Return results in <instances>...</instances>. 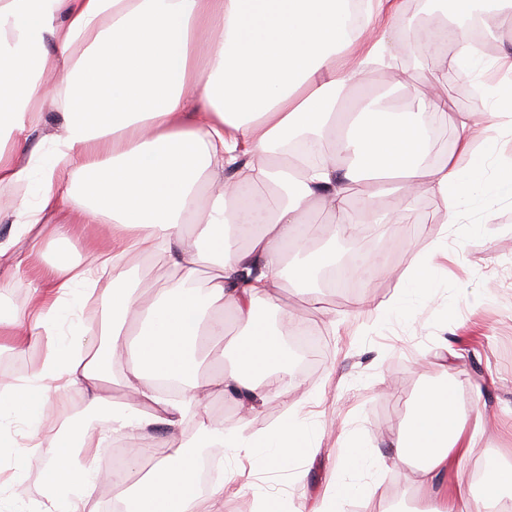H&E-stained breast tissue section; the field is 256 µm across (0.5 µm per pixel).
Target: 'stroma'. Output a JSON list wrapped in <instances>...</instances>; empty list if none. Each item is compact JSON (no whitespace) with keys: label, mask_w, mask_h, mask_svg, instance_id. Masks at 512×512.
I'll return each mask as SVG.
<instances>
[{"label":"stroma","mask_w":512,"mask_h":512,"mask_svg":"<svg viewBox=\"0 0 512 512\" xmlns=\"http://www.w3.org/2000/svg\"><path fill=\"white\" fill-rule=\"evenodd\" d=\"M406 13L409 24L402 37L413 46L423 0H406ZM435 64L413 46L397 66L415 79L396 89V96L410 100L437 94L428 79ZM441 207L428 189L416 193L402 224L403 263L388 277L366 284L372 304L393 302L389 316L356 314L348 297L336 292L313 301L297 288L280 289L281 301L324 338L314 371L290 370L284 397L247 416L224 394H210L197 418L182 426L179 438L191 439L197 420L226 426L243 417L249 433L260 434L292 408L314 435L320 454L301 480L292 477L301 459L289 469L271 471L261 453L216 449L228 477L224 512H256L263 499L279 512H314L327 488L344 484L354 488L346 512H407L410 503L424 504L425 496L397 461L391 443L420 391L446 381L467 413L482 416L477 444L460 463V473L469 477L483 467L512 462V199L498 201L489 221L477 210H464L462 223L475 227L464 238L443 222ZM437 241L448 254L435 261L433 299L409 311L399 300V277ZM122 266L146 296L169 277L167 263L137 252L126 253ZM357 445L368 456L353 467L348 458ZM52 454V448H42L41 460L27 464L19 449L0 450V512L20 506L35 512L46 493L42 463ZM369 486L376 489L370 498L364 495Z\"/></svg>","instance_id":"1"}]
</instances>
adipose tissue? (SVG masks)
<instances>
[{
	"label": "adipose tissue",
	"instance_id": "1",
	"mask_svg": "<svg viewBox=\"0 0 512 512\" xmlns=\"http://www.w3.org/2000/svg\"><path fill=\"white\" fill-rule=\"evenodd\" d=\"M352 2L0 0V183L40 181L35 203L0 205V222L12 227L0 240V268L28 294L24 308L0 311V335L45 345L37 371L0 380V447L22 444L28 458L43 443L54 448L41 512H97L92 493L106 477L98 455L109 436L134 439L159 425L177 433L186 407L167 401L154 382L195 383L208 341L224 333V309L241 329L236 362L213 372L206 391L234 396L248 413L278 397L264 373L287 372L288 347L259 310L277 301L284 283L309 284L333 264L303 225L312 207L330 214L333 235L351 237L360 224L351 208L359 186L405 203L424 187L441 199L445 223L465 234L464 200L476 198L489 219L498 200L512 198V166L475 192L489 150L473 152L466 169L450 158L420 163L428 144L418 129L427 114L449 118L458 149L471 150L476 139L472 111L449 112L447 96L420 97L399 112L372 97L358 111H341L344 88L364 86L372 69L395 71L402 83L412 78L396 68L404 0H367L356 29ZM474 3L451 0L459 49L433 82L447 83L452 69L474 76L478 59L464 36ZM52 78L61 87L50 95ZM48 105L62 114L44 152L28 142ZM295 140L310 142L319 164L288 152ZM76 176L82 188L73 191L67 183ZM203 187L209 201L201 207ZM74 224L100 227L101 243L83 259L70 235ZM120 230L131 249L165 251L166 285L144 299L126 272L116 273L96 331L83 324L67 332L109 268L106 244ZM47 238L53 259L27 277ZM204 269L210 276L200 289ZM114 381L136 405H111L104 385ZM71 386L86 390L90 407L106 408L105 425L83 415L43 439L46 408ZM467 423L451 383L424 388L395 455L416 483L428 485L468 455ZM200 436L210 448L262 449L274 470L297 457L313 465L319 454L291 413L257 437L241 421L202 426ZM118 499L123 512H198L196 455L176 450ZM505 499L512 500L511 462L486 468L476 486L457 478L443 512H485Z\"/></svg>",
	"mask_w": 512,
	"mask_h": 512
}]
</instances>
